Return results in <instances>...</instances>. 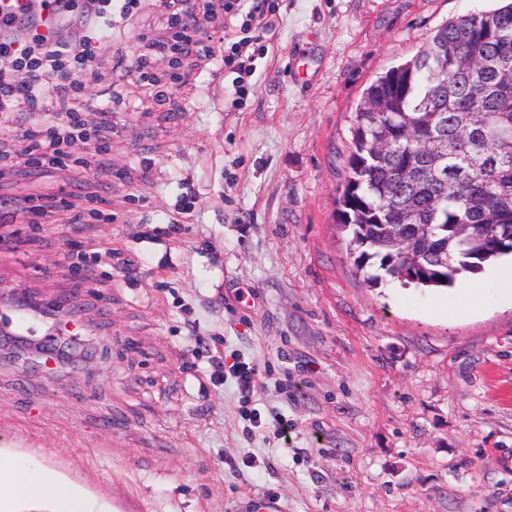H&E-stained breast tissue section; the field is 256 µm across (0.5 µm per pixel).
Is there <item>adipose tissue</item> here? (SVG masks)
Wrapping results in <instances>:
<instances>
[{
    "instance_id": "ef3b65f1",
    "label": "adipose tissue",
    "mask_w": 512,
    "mask_h": 512,
    "mask_svg": "<svg viewBox=\"0 0 512 512\" xmlns=\"http://www.w3.org/2000/svg\"><path fill=\"white\" fill-rule=\"evenodd\" d=\"M51 489L50 512H93L90 500L72 483L47 468H25L0 456V512H16L20 501Z\"/></svg>"
}]
</instances>
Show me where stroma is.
<instances>
[{"label": "stroma", "mask_w": 512, "mask_h": 512, "mask_svg": "<svg viewBox=\"0 0 512 512\" xmlns=\"http://www.w3.org/2000/svg\"><path fill=\"white\" fill-rule=\"evenodd\" d=\"M495 0H288L238 107L209 64L159 102L112 77L133 38L101 43L80 102L115 95L100 179L73 170L0 179L22 205L78 182L100 221L0 229V296L46 315L0 325L70 330L71 357L35 366L0 347V450L81 487L98 512H512V302L488 271L460 290L370 285L336 221L354 112L385 69L444 22ZM247 221L234 223L235 214ZM100 252L92 281L71 253ZM227 363L270 367L241 415Z\"/></svg>", "instance_id": "obj_1"}]
</instances>
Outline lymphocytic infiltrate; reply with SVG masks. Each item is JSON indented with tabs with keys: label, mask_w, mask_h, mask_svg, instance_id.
Here are the masks:
<instances>
[{
	"label": "lymphocytic infiltrate",
	"mask_w": 512,
	"mask_h": 512,
	"mask_svg": "<svg viewBox=\"0 0 512 512\" xmlns=\"http://www.w3.org/2000/svg\"><path fill=\"white\" fill-rule=\"evenodd\" d=\"M157 31L147 36L146 53L115 58L112 72L134 75L145 92L157 97L178 79L184 60L209 62L222 57L236 101L252 86L257 58L268 52L266 36L276 27L285 0H156ZM139 0H28L19 14L0 19V126H12L10 145L0 144V175L18 168L39 171L60 167L94 172L109 149L112 109L87 128L75 104L82 78L93 71L97 44L124 32L137 14ZM55 26L40 33L42 18ZM167 58L158 70L154 57ZM62 212L69 223L96 217L92 197L65 186H40L25 197L22 209L0 201V225L35 224L46 213Z\"/></svg>",
	"instance_id": "lymphocytic-infiltrate-1"
}]
</instances>
